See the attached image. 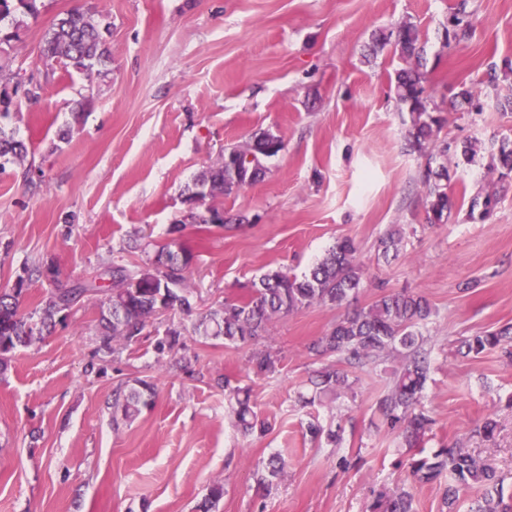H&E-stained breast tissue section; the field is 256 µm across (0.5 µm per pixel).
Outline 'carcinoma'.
Segmentation results:
<instances>
[{"mask_svg":"<svg viewBox=\"0 0 512 512\" xmlns=\"http://www.w3.org/2000/svg\"><path fill=\"white\" fill-rule=\"evenodd\" d=\"M38 0H0V43L18 37L17 29L26 15L38 12ZM466 0H460L448 17L445 44L450 47L467 42L473 34L472 25L465 21ZM110 25L95 19L90 9L74 8L59 17L44 32L40 57L64 66H72L87 77L100 73L98 67L110 59L107 35ZM391 47L393 54L408 63L395 72L392 84L398 105L409 112L410 147L426 157L420 182L426 190L427 221L440 225L448 221L452 200L448 196V168L443 159L451 144L439 143L436 131L444 117L431 106L426 93L424 72L420 70L425 45L417 25L403 22L394 29L373 38L372 52ZM0 116H8L21 82L15 80L6 67L0 66ZM261 160L276 156L283 149L282 140L265 131L248 144ZM28 153L24 142L15 133L0 126V170L8 162L21 163ZM239 148L224 154V162L210 168L198 179L203 192L193 191L190 201H204L216 194L230 195L234 191V158ZM494 169L500 177L512 174V147L503 144L496 156ZM498 204L495 194L481 188L470 197L468 216L481 221L489 219ZM357 248L350 238H342L331 246L311 271L301 277L279 270H269L254 283L248 299L224 302V307L203 316L195 330L205 336L224 337L228 344H245L266 331L271 319L280 315L299 313L313 306H343L361 286L364 268L356 257ZM161 268L152 279L138 284L142 270L126 266L107 268L98 279L63 283L57 270L45 264L27 270V278H19L11 291H0V369L4 370L16 351L43 339L60 321L59 315L69 311L85 295L104 292L109 301L101 311L100 348L113 349L117 342L130 343L146 327L148 319L166 311L191 310L185 287L186 273L192 261L191 253L175 251L169 245L158 248ZM48 280L54 283L44 306L36 314L21 309L20 297L24 283L29 280ZM432 307L422 295L408 290L389 291L377 296L368 306L345 314L323 335L308 345V353L327 361L316 371L311 383L318 400L334 404L341 395L353 390L346 370L328 362L338 356L350 368L380 365L390 359L398 361L391 372V383L377 401V411L384 424L401 432L405 443L413 448L420 445L430 429L432 419L422 405V396L430 369L429 352L424 348ZM512 326L492 332H477L460 341L458 352L476 358L487 351L500 349L512 362ZM258 374L276 371L278 359L271 353L252 357ZM224 388L235 400L236 420L245 433H251L258 423L257 412L247 390L233 387L224 381ZM154 384L138 380L128 391L118 390L112 402V421L118 425L133 421L141 409L150 403ZM306 434L314 441L329 443L339 440L338 433L324 429L315 420L306 423ZM287 467L284 458L272 455L266 465L267 474L257 477V485L265 488L269 479L282 474ZM410 475L421 484H438L448 479L443 504L454 512L460 491L475 485L490 487L495 482L493 471L481 464L458 444L440 448L430 456L415 455L408 462ZM375 512H412L411 495L403 492L395 497L380 496L374 503ZM469 512H512V497L484 496L474 500Z\"/></svg>","mask_w":512,"mask_h":512,"instance_id":"cac0c4a2","label":"carcinoma"}]
</instances>
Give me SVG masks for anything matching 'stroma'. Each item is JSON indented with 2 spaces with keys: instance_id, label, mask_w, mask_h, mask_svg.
<instances>
[{
  "instance_id": "stroma-1",
  "label": "stroma",
  "mask_w": 512,
  "mask_h": 512,
  "mask_svg": "<svg viewBox=\"0 0 512 512\" xmlns=\"http://www.w3.org/2000/svg\"><path fill=\"white\" fill-rule=\"evenodd\" d=\"M457 3L42 0L9 48L12 71L41 89L0 119L28 145L24 164L0 172V289L45 263L63 280L141 266L173 242L192 255V311L162 313L107 352L105 296L90 294L14 354L0 373V512H198L217 482L224 496L212 512H368L378 494L403 490L413 512H441L442 486L410 481L413 451L377 412L391 364L350 371L354 392L335 405L311 400L322 362L308 344L345 310L402 289L435 311L425 454L463 442L512 495V365L496 350L456 353L461 339L512 324V180L491 165L512 141V111L499 106L512 98V0H467L473 36L450 49L443 28ZM84 5L110 26L111 60L91 81L38 52L56 16ZM404 21L425 41V87L446 118L438 140L479 147L471 164L449 153L455 206L438 226L426 222L418 180L426 159L409 148V114L390 90L402 62L390 49L369 51L373 35ZM492 69L498 81L488 87ZM464 82L481 87V111L455 104ZM265 131L284 148L264 177L208 200L228 225L184 223L197 177ZM479 187L500 196L484 222L467 217ZM392 227L402 243L384 260L378 241ZM344 237L365 265L346 308L277 317L238 346L195 333L200 316L247 296L266 271L302 275ZM170 328L179 343L159 352ZM260 352L277 355L274 374L253 372ZM138 380L154 384L151 405L113 426L114 391ZM228 382L250 389L265 432L238 428ZM313 418L341 428L340 443L306 436ZM488 419L497 424L490 438L477 432ZM274 453L288 469L257 493Z\"/></svg>"
}]
</instances>
